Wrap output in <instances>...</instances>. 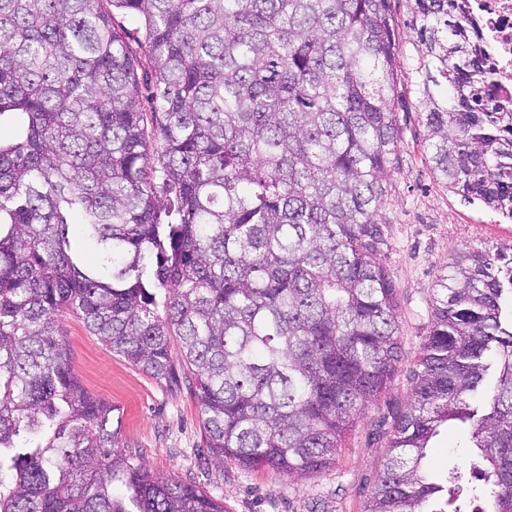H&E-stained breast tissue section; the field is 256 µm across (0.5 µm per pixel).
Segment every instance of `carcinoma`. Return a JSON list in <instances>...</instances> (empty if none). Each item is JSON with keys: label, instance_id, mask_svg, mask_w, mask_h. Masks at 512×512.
Listing matches in <instances>:
<instances>
[{"label": "carcinoma", "instance_id": "cac0c4a2", "mask_svg": "<svg viewBox=\"0 0 512 512\" xmlns=\"http://www.w3.org/2000/svg\"><path fill=\"white\" fill-rule=\"evenodd\" d=\"M414 5L434 172L512 219V99L467 0ZM397 50L391 0H0V121L21 118L0 138V512H224L121 448L69 312L188 384L215 461L295 484L336 465L401 357L378 253ZM432 305L365 512H512V246L460 251ZM448 423L472 463L440 480ZM463 434L456 427L443 428L431 442L425 467L439 478L446 476L448 467H467L470 460V448H463Z\"/></svg>", "mask_w": 512, "mask_h": 512}]
</instances>
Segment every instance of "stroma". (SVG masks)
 <instances>
[{"label":"stroma","instance_id":"1","mask_svg":"<svg viewBox=\"0 0 512 512\" xmlns=\"http://www.w3.org/2000/svg\"><path fill=\"white\" fill-rule=\"evenodd\" d=\"M399 31L401 151L380 211L379 255L398 293L401 362L389 387L371 403L348 436L337 464L299 484L205 454L199 406L188 387L160 383L87 330L76 314L64 317L74 371L85 388L115 406L123 448L136 451L151 473L194 485L221 499L226 512H365L383 472L392 417L411 397L410 372L432 320V294L450 259L466 248L512 245V221L466 203L436 178L424 150L422 87L416 68L423 52L412 27L409 0H391ZM469 449L454 427L442 429L425 467L439 478L467 467Z\"/></svg>","mask_w":512,"mask_h":512}]
</instances>
